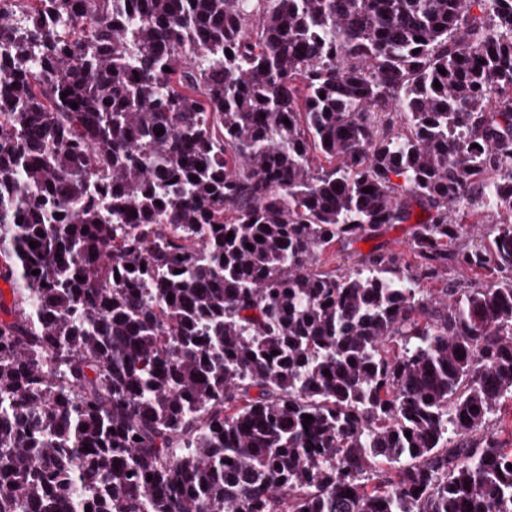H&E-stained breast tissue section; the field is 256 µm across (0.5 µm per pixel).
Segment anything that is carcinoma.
Masks as SVG:
<instances>
[{
  "instance_id": "carcinoma-1",
  "label": "carcinoma",
  "mask_w": 512,
  "mask_h": 512,
  "mask_svg": "<svg viewBox=\"0 0 512 512\" xmlns=\"http://www.w3.org/2000/svg\"><path fill=\"white\" fill-rule=\"evenodd\" d=\"M9 2L0 512H512V0ZM412 224L386 225L382 233L376 237L360 240L350 245L335 244L323 252L320 260V268L324 270H336V273H344L358 267V264L369 253H395L403 259L404 263L412 267L415 259L411 249V236L415 219ZM370 243L369 251L362 245Z\"/></svg>"
}]
</instances>
